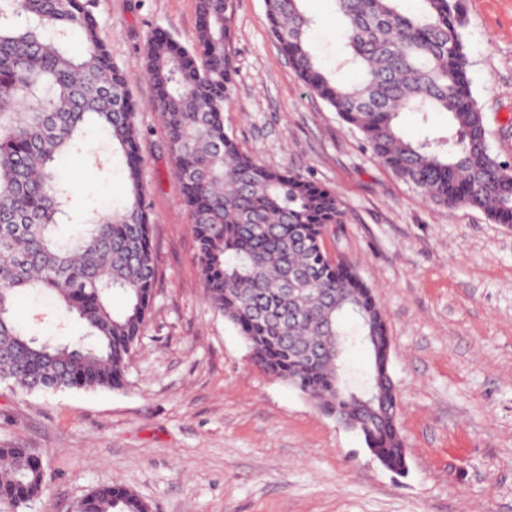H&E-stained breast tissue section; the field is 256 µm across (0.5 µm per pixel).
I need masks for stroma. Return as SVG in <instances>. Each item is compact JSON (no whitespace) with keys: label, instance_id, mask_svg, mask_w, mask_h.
<instances>
[{"label":"stroma","instance_id":"obj_1","mask_svg":"<svg viewBox=\"0 0 512 512\" xmlns=\"http://www.w3.org/2000/svg\"><path fill=\"white\" fill-rule=\"evenodd\" d=\"M472 91L492 153L512 162V0H464ZM315 47L335 60L330 0H304ZM100 35L141 109L145 203L156 278L121 389L21 393L0 383V445L36 449L44 494L0 512H75L102 481L150 512H512V226L427 202L296 76L263 0H234L235 90L224 127L261 164L339 195L328 254L354 262L383 306L408 472L386 470L361 435L266 372L204 296L197 243L164 123L139 58L155 29L196 35L197 0H96ZM74 213L122 198L80 157Z\"/></svg>","mask_w":512,"mask_h":512}]
</instances>
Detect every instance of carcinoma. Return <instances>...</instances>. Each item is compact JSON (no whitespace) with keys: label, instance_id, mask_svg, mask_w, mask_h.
Masks as SVG:
<instances>
[{"label":"carcinoma","instance_id":"1","mask_svg":"<svg viewBox=\"0 0 512 512\" xmlns=\"http://www.w3.org/2000/svg\"><path fill=\"white\" fill-rule=\"evenodd\" d=\"M333 0L345 20L336 66L314 51L313 20L301 0H264L281 53L307 91L361 135L380 164L427 201L479 210L512 226V165L491 153L473 95L463 0ZM95 0H0V381L35 390L120 389L153 299L152 218L144 204L140 103L99 35ZM232 0H197L196 36L165 29L147 39L141 66L162 116L197 242L205 295L266 371L311 396L326 414L355 412L375 379L353 383L345 355L365 345L367 323L387 336L382 308L357 268L331 259L323 237L346 212L336 192L287 168L261 165L224 129L234 91ZM122 95L116 104L115 93ZM447 115V129L418 140L396 124L402 112ZM106 142L86 148L88 129ZM82 155L99 177L125 174V197L73 221L66 155ZM127 307L112 311V294ZM52 295L87 327L66 344L24 330L15 304ZM356 321L348 331L346 318ZM358 433L388 470L404 465L398 424L361 417ZM45 471L31 448L0 447V501L43 495ZM83 512H144L106 481Z\"/></svg>","mask_w":512,"mask_h":512}]
</instances>
